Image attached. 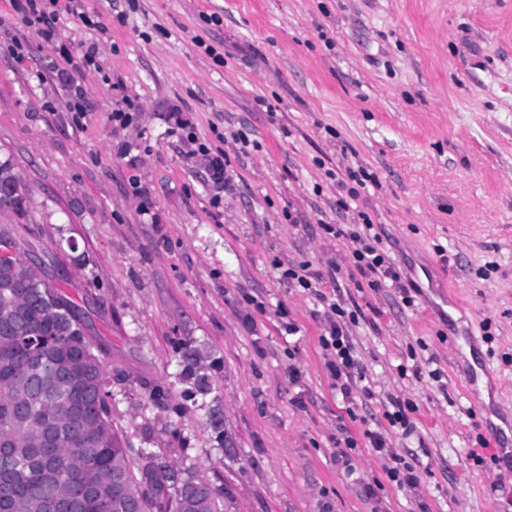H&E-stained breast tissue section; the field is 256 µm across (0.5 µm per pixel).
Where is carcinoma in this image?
<instances>
[{"mask_svg": "<svg viewBox=\"0 0 512 512\" xmlns=\"http://www.w3.org/2000/svg\"><path fill=\"white\" fill-rule=\"evenodd\" d=\"M0 193L23 197L0 165ZM0 268V512H224L203 481L112 425L107 379L80 305L48 274Z\"/></svg>", "mask_w": 512, "mask_h": 512, "instance_id": "carcinoma-1", "label": "carcinoma"}]
</instances>
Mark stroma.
<instances>
[{
	"label": "stroma",
	"instance_id": "stroma-1",
	"mask_svg": "<svg viewBox=\"0 0 512 512\" xmlns=\"http://www.w3.org/2000/svg\"><path fill=\"white\" fill-rule=\"evenodd\" d=\"M73 6L54 44L0 0V163L24 198L0 224L83 307L125 443L228 512H512V0ZM192 134L224 151L220 202ZM366 217L412 302L359 272ZM299 265L311 289L283 279ZM334 304L363 370L350 414L318 341Z\"/></svg>",
	"mask_w": 512,
	"mask_h": 512
}]
</instances>
